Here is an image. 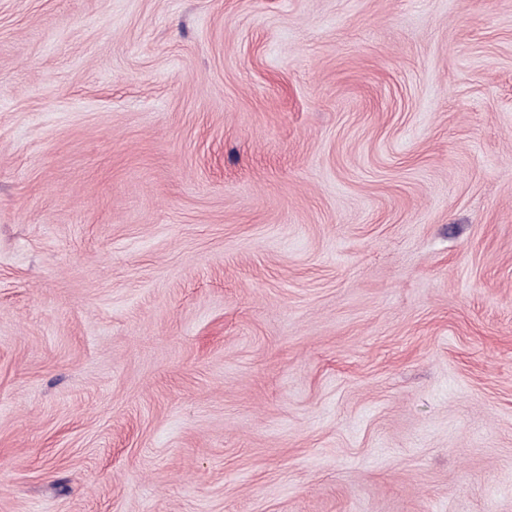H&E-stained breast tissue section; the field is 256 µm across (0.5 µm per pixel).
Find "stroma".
I'll return each mask as SVG.
<instances>
[{
	"instance_id": "35a3bbf8",
	"label": "stroma",
	"mask_w": 512,
	"mask_h": 512,
	"mask_svg": "<svg viewBox=\"0 0 512 512\" xmlns=\"http://www.w3.org/2000/svg\"><path fill=\"white\" fill-rule=\"evenodd\" d=\"M0 512H512V0H0Z\"/></svg>"
}]
</instances>
